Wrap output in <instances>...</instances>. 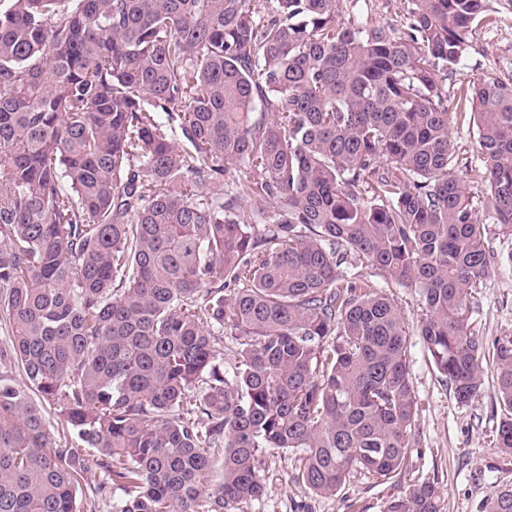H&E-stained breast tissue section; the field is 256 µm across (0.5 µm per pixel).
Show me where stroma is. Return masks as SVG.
Here are the masks:
<instances>
[{
    "label": "stroma",
    "instance_id": "stroma-1",
    "mask_svg": "<svg viewBox=\"0 0 512 512\" xmlns=\"http://www.w3.org/2000/svg\"><path fill=\"white\" fill-rule=\"evenodd\" d=\"M497 23L476 32L473 48L458 78L485 76L512 79V0H496ZM494 257L479 294L473 318L480 334L494 337L512 333V236L490 223ZM409 371L422 412L412 431L416 450L411 463L417 477L430 480L441 491L442 512H481L484 500L497 488L512 487V464L502 465L491 433L501 412L494 367H487L484 386L470 404L457 405L452 391L440 381L427 350L420 342L408 349ZM287 460L272 461L268 492L254 506L255 512H293L294 505L308 512H383L385 502L403 494L408 477L386 483L350 478L331 497L315 496L294 484Z\"/></svg>",
    "mask_w": 512,
    "mask_h": 512
}]
</instances>
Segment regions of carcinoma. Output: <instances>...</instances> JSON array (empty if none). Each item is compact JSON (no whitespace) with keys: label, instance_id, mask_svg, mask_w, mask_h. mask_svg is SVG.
I'll list each match as a JSON object with an SVG mask.
<instances>
[{"label":"carcinoma","instance_id":"obj_1","mask_svg":"<svg viewBox=\"0 0 512 512\" xmlns=\"http://www.w3.org/2000/svg\"><path fill=\"white\" fill-rule=\"evenodd\" d=\"M9 2L0 362L26 382L0 371V512H253L276 454L317 496L388 482L421 409L415 337L461 406L494 363L512 461V334L471 321L493 253L446 85L492 0H396L393 22L371 0ZM454 93L512 235V82ZM350 258L418 289V319ZM35 395L78 445L51 442ZM383 512H441L440 488Z\"/></svg>","mask_w":512,"mask_h":512}]
</instances>
